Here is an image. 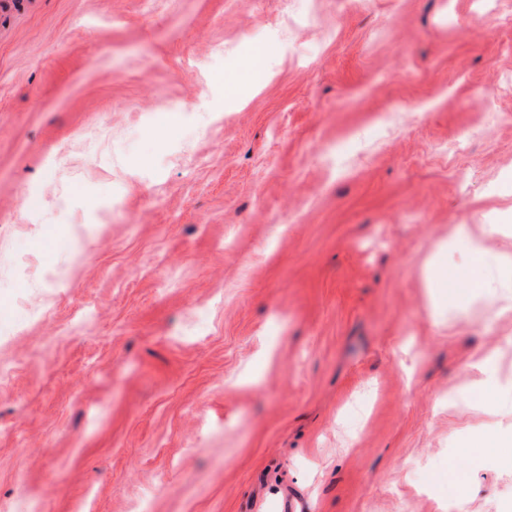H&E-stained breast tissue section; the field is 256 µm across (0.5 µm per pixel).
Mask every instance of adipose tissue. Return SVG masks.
<instances>
[{
  "instance_id": "ef3b65f1",
  "label": "adipose tissue",
  "mask_w": 512,
  "mask_h": 512,
  "mask_svg": "<svg viewBox=\"0 0 512 512\" xmlns=\"http://www.w3.org/2000/svg\"><path fill=\"white\" fill-rule=\"evenodd\" d=\"M497 224H459L452 234L457 237L464 253L462 265L452 268L434 261L430 281L449 299H456L464 288L486 294L500 310H512V251H494L489 240L500 234Z\"/></svg>"
}]
</instances>
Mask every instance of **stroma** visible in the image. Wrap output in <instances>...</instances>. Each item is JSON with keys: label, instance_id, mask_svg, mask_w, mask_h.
<instances>
[{"label": "stroma", "instance_id": "obj_1", "mask_svg": "<svg viewBox=\"0 0 512 512\" xmlns=\"http://www.w3.org/2000/svg\"><path fill=\"white\" fill-rule=\"evenodd\" d=\"M511 188L512 0H0V512H512ZM502 224H457L453 237H458L464 263L451 268L437 259L433 262L431 288H439L448 299L458 297L461 288L486 294L500 310H512V251H493L488 241L502 232Z\"/></svg>", "mask_w": 512, "mask_h": 512}]
</instances>
